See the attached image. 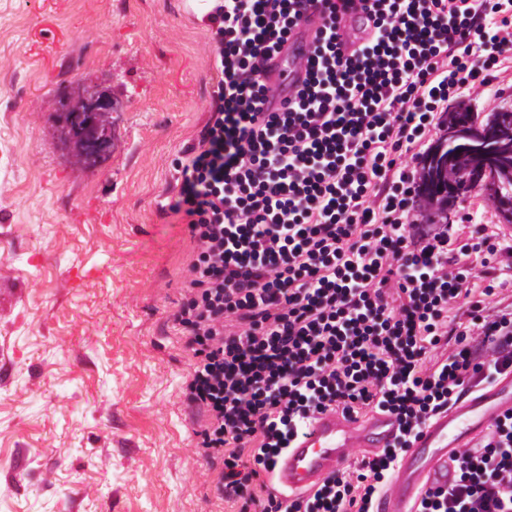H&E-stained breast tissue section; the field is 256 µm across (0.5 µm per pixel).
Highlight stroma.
<instances>
[{
	"label": "stroma",
	"mask_w": 512,
	"mask_h": 512,
	"mask_svg": "<svg viewBox=\"0 0 512 512\" xmlns=\"http://www.w3.org/2000/svg\"><path fill=\"white\" fill-rule=\"evenodd\" d=\"M214 82L183 0H0V512L235 510L182 395L190 238L161 209ZM90 92L94 163L62 118ZM454 209L457 266L475 230L507 242L485 190Z\"/></svg>",
	"instance_id": "35a3bbf8"
}]
</instances>
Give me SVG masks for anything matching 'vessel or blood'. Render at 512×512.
I'll return each instance as SVG.
<instances>
[{"label": "vessel or blood", "mask_w": 512, "mask_h": 512, "mask_svg": "<svg viewBox=\"0 0 512 512\" xmlns=\"http://www.w3.org/2000/svg\"><path fill=\"white\" fill-rule=\"evenodd\" d=\"M342 25L348 37L341 49L350 56L369 39L374 21L363 11L344 14ZM323 27L320 11H308L287 39L264 62L271 84L265 111H284L307 80L298 62L308 55ZM512 412V371L489 385L467 387L448 407L433 412L413 433L408 448L397 463L393 484L374 504L375 512H415L425 490L447 488L455 476V455L495 419ZM395 414L373 412L351 415L338 408L314 414L274 459L271 470L276 493L293 500L317 490L336 474L352 449L376 453L392 444L399 433Z\"/></svg>", "instance_id": "obj_1"}]
</instances>
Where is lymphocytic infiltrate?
<instances>
[{
  "mask_svg": "<svg viewBox=\"0 0 512 512\" xmlns=\"http://www.w3.org/2000/svg\"><path fill=\"white\" fill-rule=\"evenodd\" d=\"M367 1L375 38L343 57L340 14ZM311 7L324 25L309 78L287 111H263L262 61ZM203 21L213 105L163 204L192 240L172 321L192 354L184 402L206 417L199 446L237 512H373L428 415L512 369V310L465 288L490 278L498 245L477 236L481 263L455 267L447 224L415 209L432 133L512 58V0H212ZM457 305L467 324L449 323ZM330 407L391 412L402 435L307 498L268 492L273 457ZM455 463L416 512H512V413Z\"/></svg>",
  "mask_w": 512,
  "mask_h": 512,
  "instance_id": "lymphocytic-infiltrate-1",
  "label": "lymphocytic infiltrate"
}]
</instances>
